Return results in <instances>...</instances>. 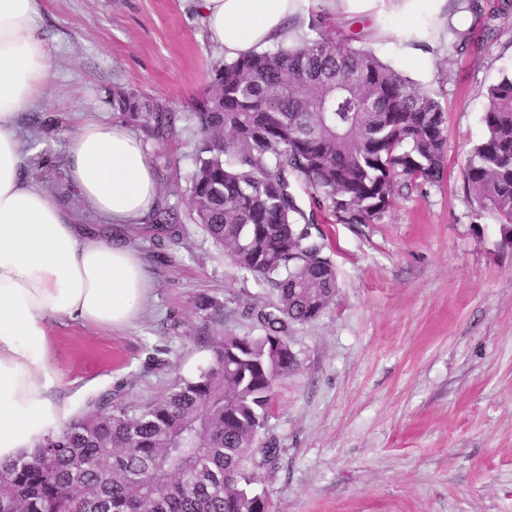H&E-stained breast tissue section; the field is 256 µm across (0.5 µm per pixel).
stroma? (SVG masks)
Instances as JSON below:
<instances>
[{"mask_svg":"<svg viewBox=\"0 0 512 512\" xmlns=\"http://www.w3.org/2000/svg\"><path fill=\"white\" fill-rule=\"evenodd\" d=\"M483 3L495 13L475 30L480 53L443 44L431 71L411 73L448 112L443 179L400 189L374 223L322 227L338 292L288 336L296 365L262 433L281 455L256 486L271 512H512V248L464 191L484 91L512 70V9ZM38 28L54 68L46 104L21 115L40 148L27 174L88 233L106 237L108 224L68 178L66 143L81 115L121 123L118 87L178 114L166 141L142 142L159 195L177 205L182 242L160 247L141 224L125 227L152 281L143 311L122 328L49 323L50 393L73 415L120 382L125 401L139 403L195 375L215 337L260 335L248 311L275 292L193 220L199 133L187 114L224 57L195 0H40ZM204 296L221 303L219 315L199 309ZM155 347L172 368L145 370Z\"/></svg>","mask_w":512,"mask_h":512,"instance_id":"obj_1","label":"stroma"}]
</instances>
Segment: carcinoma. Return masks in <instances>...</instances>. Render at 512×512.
<instances>
[{"label":"carcinoma","instance_id":"1","mask_svg":"<svg viewBox=\"0 0 512 512\" xmlns=\"http://www.w3.org/2000/svg\"><path fill=\"white\" fill-rule=\"evenodd\" d=\"M482 140L464 183L478 212L512 248V73L484 92ZM113 109L155 140L177 115L117 88ZM188 119L195 221L233 263L276 292L252 308L259 336L215 340L206 367L177 377L141 405L124 384L88 399L30 452L0 461V512H269L249 465L274 466L275 442L257 446L277 381L295 359L288 329L317 318L338 289L324 235L292 191L344 224H370L396 186L438 181L447 111L435 94L356 45L317 34L216 64ZM150 229L176 244L175 207L157 205Z\"/></svg>","mask_w":512,"mask_h":512}]
</instances>
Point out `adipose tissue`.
Masks as SVG:
<instances>
[{
  "label": "adipose tissue",
  "mask_w": 512,
  "mask_h": 512,
  "mask_svg": "<svg viewBox=\"0 0 512 512\" xmlns=\"http://www.w3.org/2000/svg\"><path fill=\"white\" fill-rule=\"evenodd\" d=\"M336 13H394L402 58L430 69L433 51L459 27L445 0H329ZM312 0H198L210 40L232 60L304 37ZM39 0H0V460L30 449L60 419L46 371L48 322L129 324L151 288L135 252L85 235L28 180L19 117L42 107L51 55L38 33ZM66 165L84 205L112 224L147 217L158 197L140 136L85 119L66 146Z\"/></svg>",
  "instance_id": "1"
}]
</instances>
